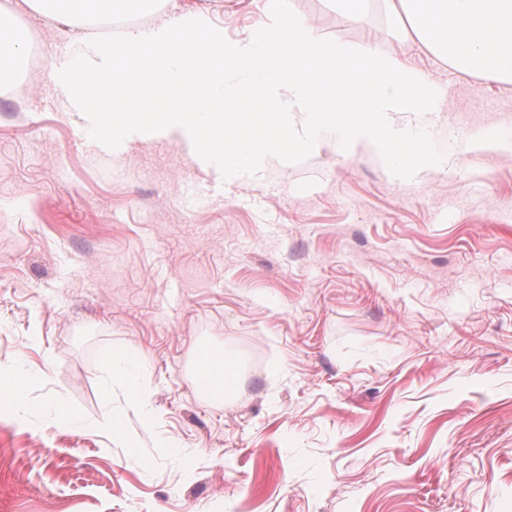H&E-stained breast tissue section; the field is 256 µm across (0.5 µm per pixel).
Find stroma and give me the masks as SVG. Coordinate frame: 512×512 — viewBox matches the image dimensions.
Masks as SVG:
<instances>
[{
  "mask_svg": "<svg viewBox=\"0 0 512 512\" xmlns=\"http://www.w3.org/2000/svg\"><path fill=\"white\" fill-rule=\"evenodd\" d=\"M244 35L249 0H187ZM325 38L373 41L443 88L446 169L375 154L223 179L156 140L94 146L32 30L0 91V512H512V84L438 61L335 0H294ZM242 366L203 401L199 345ZM142 363L134 408L112 355ZM65 401L77 423L61 427ZM120 420L122 437L105 434ZM18 382L13 379V376L11 373H2L0 371V399L2 402V399L6 398L8 409L6 412L0 410L1 416L3 414H11L16 409V403L19 400L20 396L23 392V382H18L17 386L15 388L14 384Z\"/></svg>",
  "mask_w": 512,
  "mask_h": 512,
  "instance_id": "obj_1",
  "label": "stroma"
}]
</instances>
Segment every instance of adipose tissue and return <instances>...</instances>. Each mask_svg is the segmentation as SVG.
<instances>
[{"instance_id":"adipose-tissue-1","label":"adipose tissue","mask_w":512,"mask_h":512,"mask_svg":"<svg viewBox=\"0 0 512 512\" xmlns=\"http://www.w3.org/2000/svg\"><path fill=\"white\" fill-rule=\"evenodd\" d=\"M397 32L461 72L512 84V0H385Z\"/></svg>"}]
</instances>
